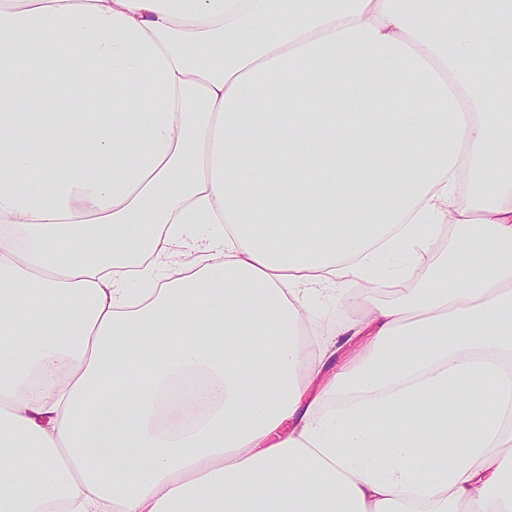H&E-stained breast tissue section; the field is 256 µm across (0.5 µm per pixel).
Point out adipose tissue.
Instances as JSON below:
<instances>
[{"label":"adipose tissue","mask_w":512,"mask_h":512,"mask_svg":"<svg viewBox=\"0 0 512 512\" xmlns=\"http://www.w3.org/2000/svg\"><path fill=\"white\" fill-rule=\"evenodd\" d=\"M511 356L512 0H0V512H512ZM447 226V234L437 239L428 255H426V264L429 267L436 268L442 266L448 260V283L454 286L469 276L471 265L465 269H460L456 266L457 254L461 251L456 248V226L454 224H448ZM336 291V297L321 301L316 306L315 321L318 325L320 336L329 337L336 333V330L356 318L357 310L347 299L345 288L351 286H340Z\"/></svg>","instance_id":"ef3b65f1"}]
</instances>
